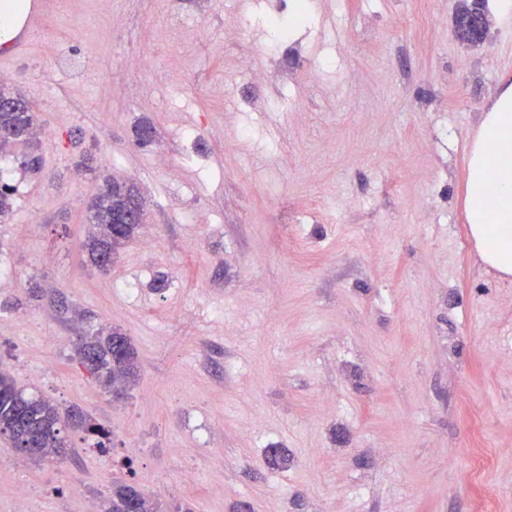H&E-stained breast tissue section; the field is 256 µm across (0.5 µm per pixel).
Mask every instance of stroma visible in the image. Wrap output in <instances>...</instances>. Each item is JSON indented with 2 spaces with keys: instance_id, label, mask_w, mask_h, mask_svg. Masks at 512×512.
Returning <instances> with one entry per match:
<instances>
[{
  "instance_id": "obj_1",
  "label": "stroma",
  "mask_w": 512,
  "mask_h": 512,
  "mask_svg": "<svg viewBox=\"0 0 512 512\" xmlns=\"http://www.w3.org/2000/svg\"><path fill=\"white\" fill-rule=\"evenodd\" d=\"M457 6L314 0L288 26L284 0H58L0 45L53 131L39 172L0 150V371L110 432L52 458L0 435V512H108L121 483L160 512H512V281L477 269L465 212L512 14L468 48ZM108 177L145 216L100 269ZM113 330L138 376L106 390L76 343Z\"/></svg>"
}]
</instances>
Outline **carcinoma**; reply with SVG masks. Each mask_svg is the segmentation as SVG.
Listing matches in <instances>:
<instances>
[{
	"mask_svg": "<svg viewBox=\"0 0 512 512\" xmlns=\"http://www.w3.org/2000/svg\"><path fill=\"white\" fill-rule=\"evenodd\" d=\"M36 122L37 115L29 105L0 110V134L4 133L10 141L27 146L22 156V166L33 172L40 167V158L30 143ZM133 209L143 210L134 184L114 178L105 179L89 206V222L103 227L102 234L88 237L85 243L89 261L93 265L101 268L103 258H116L117 249L132 237L136 225L128 224L117 232L112 231V227L115 217ZM78 353L82 366L105 387L126 382L135 375L136 352L131 339L118 331L85 338L79 344ZM68 421L86 426L87 432L100 437L96 447L101 450L106 448L108 432L96 430L75 410L67 415V420H62L55 406L43 399L25 395L7 374L0 371V434L9 435L15 448L20 450L36 442L48 448L50 453L60 452L64 448L61 433ZM132 502L136 503L139 512H157L148 497L127 484L118 485L112 491L111 512H127V506Z\"/></svg>",
	"mask_w": 512,
	"mask_h": 512,
	"instance_id": "cac0c4a2",
	"label": "carcinoma"
}]
</instances>
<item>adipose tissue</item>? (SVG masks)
Masks as SVG:
<instances>
[{
	"mask_svg": "<svg viewBox=\"0 0 512 512\" xmlns=\"http://www.w3.org/2000/svg\"><path fill=\"white\" fill-rule=\"evenodd\" d=\"M465 200L477 266L512 277V80L502 79L470 145Z\"/></svg>",
	"mask_w": 512,
	"mask_h": 512,
	"instance_id": "ef3b65f1",
	"label": "adipose tissue"
}]
</instances>
